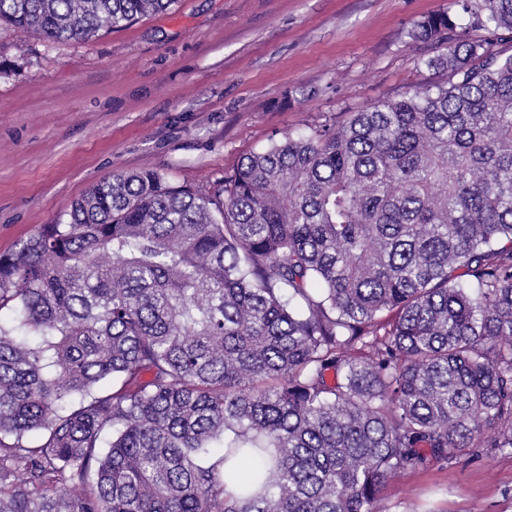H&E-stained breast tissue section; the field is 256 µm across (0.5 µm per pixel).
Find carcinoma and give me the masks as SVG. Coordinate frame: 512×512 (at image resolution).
I'll return each instance as SVG.
<instances>
[{"mask_svg": "<svg viewBox=\"0 0 512 512\" xmlns=\"http://www.w3.org/2000/svg\"><path fill=\"white\" fill-rule=\"evenodd\" d=\"M174 3L0 0V28ZM453 4L488 35L415 24L442 80L212 189L114 172L0 255V512H379L400 470L512 449V0Z\"/></svg>", "mask_w": 512, "mask_h": 512, "instance_id": "cac0c4a2", "label": "carcinoma"}]
</instances>
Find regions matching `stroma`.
I'll return each instance as SVG.
<instances>
[{
  "label": "stroma",
  "mask_w": 512,
  "mask_h": 512,
  "mask_svg": "<svg viewBox=\"0 0 512 512\" xmlns=\"http://www.w3.org/2000/svg\"><path fill=\"white\" fill-rule=\"evenodd\" d=\"M453 0H178L91 42L0 29V254L115 171L209 187L289 130L431 81ZM381 512H512V450L398 474Z\"/></svg>",
  "instance_id": "35a3bbf8"
}]
</instances>
